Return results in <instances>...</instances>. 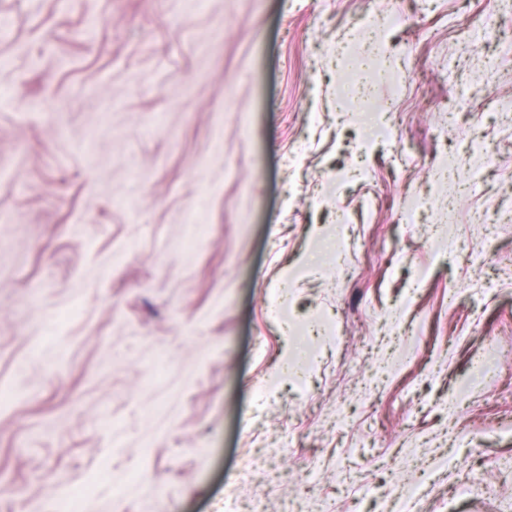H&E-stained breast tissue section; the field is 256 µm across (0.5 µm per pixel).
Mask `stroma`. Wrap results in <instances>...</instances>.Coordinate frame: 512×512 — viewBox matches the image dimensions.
Masks as SVG:
<instances>
[{
	"instance_id": "35a3bbf8",
	"label": "stroma",
	"mask_w": 512,
	"mask_h": 512,
	"mask_svg": "<svg viewBox=\"0 0 512 512\" xmlns=\"http://www.w3.org/2000/svg\"><path fill=\"white\" fill-rule=\"evenodd\" d=\"M73 497L512 512V0H0V512Z\"/></svg>"
}]
</instances>
